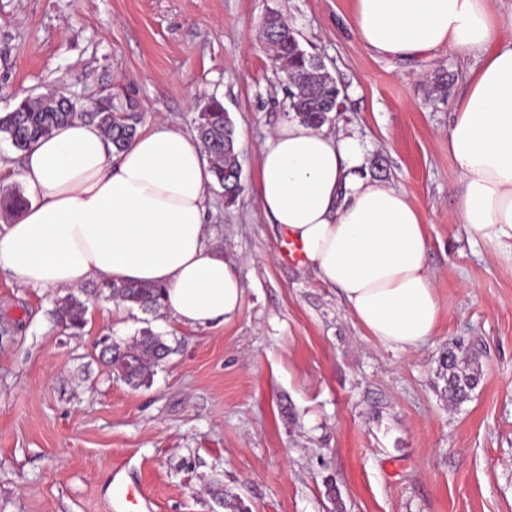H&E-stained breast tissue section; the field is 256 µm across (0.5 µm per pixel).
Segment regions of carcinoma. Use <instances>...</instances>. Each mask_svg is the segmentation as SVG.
Listing matches in <instances>:
<instances>
[{
  "label": "carcinoma",
  "mask_w": 512,
  "mask_h": 512,
  "mask_svg": "<svg viewBox=\"0 0 512 512\" xmlns=\"http://www.w3.org/2000/svg\"><path fill=\"white\" fill-rule=\"evenodd\" d=\"M263 36L273 49L277 66L290 75L285 85L288 112L316 129L330 121L329 114L340 106L341 91L336 80L313 61L311 53L302 48L294 28L280 16L273 14L266 20ZM135 108L132 100H115L110 95L93 106L70 96L60 101L54 93L36 98L25 96L11 110L9 119L0 123V133L7 136L16 150L23 152L59 125L79 120L96 125L115 151L120 152L138 135L141 116ZM196 133L209 158L214 180L224 190L225 199L233 201L242 188L241 167L235 127L219 100L212 98L201 109ZM108 291V298L116 304L136 307L144 313L157 311L164 296L162 288L123 282L109 284ZM85 312V302L73 293L60 298L54 310L57 321L73 330L84 328ZM170 352L162 337L145 329L133 344L113 345L107 351L106 362L129 386L137 388L154 376ZM468 353L463 344L454 342L438 359L437 377L444 383L441 394L454 406L467 402L482 378L481 366L477 359L468 358ZM214 495L224 512H248L230 492L218 488Z\"/></svg>",
  "instance_id": "obj_1"
}]
</instances>
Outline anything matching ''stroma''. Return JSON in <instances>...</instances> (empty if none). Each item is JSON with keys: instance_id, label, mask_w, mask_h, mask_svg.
I'll return each instance as SVG.
<instances>
[{"instance_id": "1", "label": "stroma", "mask_w": 512, "mask_h": 512, "mask_svg": "<svg viewBox=\"0 0 512 512\" xmlns=\"http://www.w3.org/2000/svg\"><path fill=\"white\" fill-rule=\"evenodd\" d=\"M352 0H0V113L14 94L51 89L89 103L129 97L141 129L193 131L219 99L236 126L243 190L207 189L213 242L243 282L240 313L207 328L112 304L85 283L86 325L55 318L60 289L0 269V512H512V241H474L457 222L448 125L475 56L443 49L386 59L359 47ZM280 12L342 90L329 133L358 135L366 170L422 215L427 266L443 303L434 336L401 352L377 342L339 292L282 257L283 234L254 185L267 136L287 115L257 31ZM446 91L434 92L438 75ZM172 351L128 386L101 359L143 328ZM460 341L483 381L449 407L437 358ZM333 480L341 503L325 495Z\"/></svg>"}]
</instances>
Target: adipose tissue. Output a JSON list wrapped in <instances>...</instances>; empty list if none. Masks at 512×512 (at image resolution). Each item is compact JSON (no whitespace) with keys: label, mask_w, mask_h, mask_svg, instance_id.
Masks as SVG:
<instances>
[{"label":"adipose tissue","mask_w":512,"mask_h":512,"mask_svg":"<svg viewBox=\"0 0 512 512\" xmlns=\"http://www.w3.org/2000/svg\"><path fill=\"white\" fill-rule=\"evenodd\" d=\"M358 45L386 58L419 59L448 47L478 55L448 126L460 174L457 220L489 243L512 241V36L487 0H353ZM357 136L300 121L265 141L257 201L300 263L340 291L375 340L410 351L434 335L442 305L426 266L419 210L402 189L361 177ZM32 200L0 226V268L41 289L103 282L165 288V313L205 328L230 320L244 287L205 222L214 177L193 136L157 121L114 151L93 124L75 121L23 154Z\"/></svg>","instance_id":"ef3b65f1"}]
</instances>
